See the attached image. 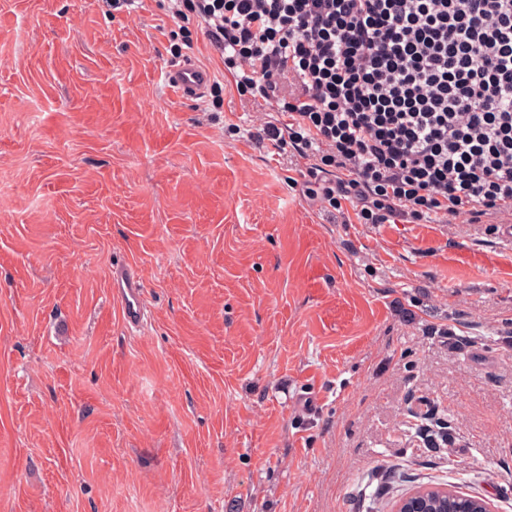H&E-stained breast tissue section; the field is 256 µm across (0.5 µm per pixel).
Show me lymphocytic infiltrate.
<instances>
[{
  "mask_svg": "<svg viewBox=\"0 0 512 512\" xmlns=\"http://www.w3.org/2000/svg\"><path fill=\"white\" fill-rule=\"evenodd\" d=\"M361 224L512 223V0H174Z\"/></svg>",
  "mask_w": 512,
  "mask_h": 512,
  "instance_id": "lymphocytic-infiltrate-1",
  "label": "lymphocytic infiltrate"
}]
</instances>
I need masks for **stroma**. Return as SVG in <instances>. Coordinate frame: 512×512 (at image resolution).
<instances>
[{
    "instance_id": "stroma-1",
    "label": "stroma",
    "mask_w": 512,
    "mask_h": 512,
    "mask_svg": "<svg viewBox=\"0 0 512 512\" xmlns=\"http://www.w3.org/2000/svg\"><path fill=\"white\" fill-rule=\"evenodd\" d=\"M169 6L0 0V512H512V235L319 211ZM166 81L183 98H199L207 89L210 75L193 59L186 58L168 69ZM112 297L117 302L126 326L139 327L145 317L144 281L129 263H114L111 276ZM427 495L428 497L430 496L433 498L431 505L434 507V509H436L431 512H466L457 509L464 507L466 504H472L475 506L479 504V506H482V504L484 503V500L482 498H479V496L467 494L461 491H458L457 495H452L448 497L440 495L436 496L432 494Z\"/></svg>"
}]
</instances>
